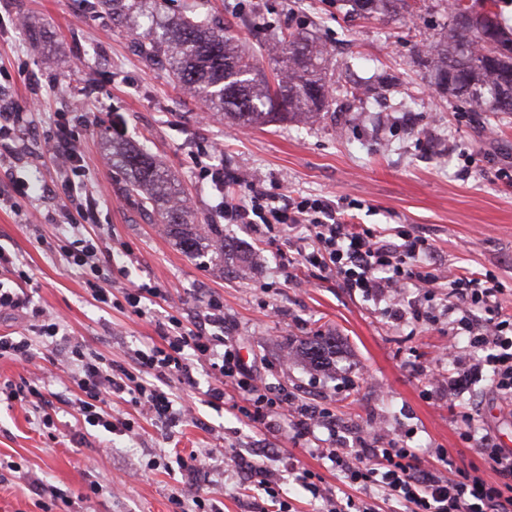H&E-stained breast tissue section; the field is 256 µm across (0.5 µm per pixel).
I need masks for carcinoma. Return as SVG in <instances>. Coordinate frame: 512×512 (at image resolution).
<instances>
[{
	"mask_svg": "<svg viewBox=\"0 0 512 512\" xmlns=\"http://www.w3.org/2000/svg\"><path fill=\"white\" fill-rule=\"evenodd\" d=\"M84 3L88 17L127 29L146 62L166 68L177 85L237 126L299 122L337 109L325 47L302 29L274 36L270 79L213 15L186 7L170 16L167 0ZM405 4L370 0L367 17L395 16ZM479 7L490 23L466 0H452L447 28L423 45L416 61L441 95L462 102L468 111L512 113V28L500 20L498 0H483ZM112 165L125 176L126 197L156 214L185 254L199 255L206 241L219 234L217 224L195 223L173 176L147 149L114 142ZM335 352L336 340L322 335L311 337L302 350L316 367L327 366Z\"/></svg>",
	"mask_w": 512,
	"mask_h": 512,
	"instance_id": "carcinoma-1",
	"label": "carcinoma"
}]
</instances>
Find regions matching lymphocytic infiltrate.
<instances>
[{
    "instance_id": "obj_1",
    "label": "lymphocytic infiltrate",
    "mask_w": 512,
    "mask_h": 512,
    "mask_svg": "<svg viewBox=\"0 0 512 512\" xmlns=\"http://www.w3.org/2000/svg\"><path fill=\"white\" fill-rule=\"evenodd\" d=\"M57 139L66 155L61 164V183L67 195L61 214L65 221L90 219L94 202L84 198L78 177L83 174L79 135L68 125H60ZM245 199L223 197L225 217L247 224L271 237L284 230H303L302 264L336 273L343 288L381 303L382 312L395 324L438 325L447 321L452 335L464 336L471 348L483 351L472 367L474 375L491 368V382L497 394L512 403V313L498 302L502 284L490 272L446 268L438 261L428 239L414 230L402 229L396 241L384 239L376 229L352 221L351 214L328 196H297L279 203L256 178H237ZM60 253L68 263L86 272L84 288L94 301L111 305L112 292L99 283V272L108 250L100 237L80 231L61 240ZM447 288L446 304L435 305L438 288ZM30 309V333L0 335V358L27 364L36 360V347L60 357L71 366L77 390L73 401L85 423L106 432L133 435L128 419L113 418L106 410L108 397L124 395L141 416L166 422L186 418L188 408L175 407L163 385L169 378L196 387L195 364L206 361L216 385L209 389L211 401L224 400V385L232 387L247 404L242 414L251 424L270 427L278 416L289 415L299 435L326 423L328 409L299 405L282 393H273L243 363L232 339L223 337L224 304L209 299L199 323L185 326L177 307H169L161 328L163 345H152L135 354L134 370L113 368L111 360L80 342L61 344L62 323L43 309L31 307L30 297L21 288L0 285V312ZM40 345H33V338ZM465 442H477L484 467L455 466L447 449L435 452L432 463L421 460L415 449L384 435L355 432L345 440L331 432L327 447L317 449L320 458L332 463L345 481L362 490L378 487L404 507L405 512H512V450L500 447L490 437L474 440L464 432ZM23 473L38 496L42 512L53 506L72 507L83 512L61 489L38 475L22 472L20 465L0 458V470Z\"/></svg>"
}]
</instances>
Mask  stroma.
I'll use <instances>...</instances> for the list:
<instances>
[{
  "label": "stroma",
  "mask_w": 512,
  "mask_h": 512,
  "mask_svg": "<svg viewBox=\"0 0 512 512\" xmlns=\"http://www.w3.org/2000/svg\"><path fill=\"white\" fill-rule=\"evenodd\" d=\"M197 2L200 11L231 23L232 35L255 53L263 72L272 70L264 34L299 28L330 50L337 86L371 83L375 89L341 98L331 116L240 129L183 94L166 71L148 66L129 33L83 16L79 0H0V113L17 101L30 105L9 153L0 156V195H13L15 183L23 182L20 206L44 217L35 229L0 208V245L22 261L33 303L59 316L70 336L117 369H133L135 350L161 341L155 321L162 308L140 317L131 308L95 302L83 288V270L54 248L68 234L56 220L65 196L57 168L63 149L54 136L66 122L80 136L83 191L95 200L96 222L86 230L100 232L113 249L103 287L117 295L125 278H150L190 323L218 297L225 335L262 382L298 403L329 408L341 428L374 423L420 457L445 448L456 465H465L475 455L459 437L448 410L453 402L472 411L477 435L511 442L512 405L493 394L489 376L468 378L476 353L467 337L456 339L457 358L439 373L426 372L432 351L447 344V330L413 332L393 324L372 301L342 288L334 273L303 266L286 272L282 261L295 256L297 237L282 233L270 241L225 220L223 193L204 174L208 167L228 178L255 174L280 197L326 195L356 205L359 223L382 233L396 234L404 225L423 231L448 263L494 272L504 285L498 300L512 310V180L496 175L500 168L512 171V114L473 117L438 94L413 62L415 46L447 22L445 0H409L406 12L386 20L345 16L329 0ZM116 134L163 163L199 223L221 225L225 242L245 254V267L220 270L210 252L187 256L157 216L125 200L112 165ZM468 153L481 156L482 171L466 168ZM317 331L336 338V355L325 368L309 365L299 352L300 342ZM41 366L53 424L44 426L31 408L0 404V457L72 496L97 484L88 512H173L176 496L188 510L199 496L220 512H259L262 499L239 474L232 448L276 470L294 512H322L323 503L289 478L292 464L316 473L338 499L363 495L315 457L314 448L329 437L326 428L298 439L285 418L272 430L253 427L239 412L242 399L234 389L222 404L208 403L202 390L207 368L197 374L199 388L168 381L175 401L192 410L179 425L139 417L113 401L115 416L134 420L132 439L78 420L66 365L45 360ZM452 381L458 384L453 393ZM176 446L214 453L216 468L192 481L164 467V454Z\"/></svg>",
  "instance_id": "1"
}]
</instances>
